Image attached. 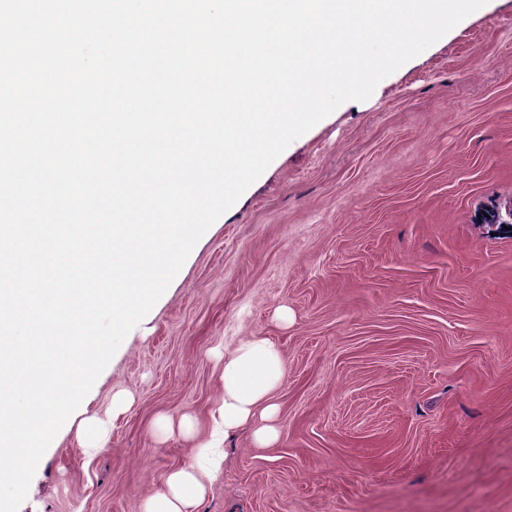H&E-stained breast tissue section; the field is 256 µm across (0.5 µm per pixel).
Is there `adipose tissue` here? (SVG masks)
<instances>
[{
	"label": "adipose tissue",
	"mask_w": 512,
	"mask_h": 512,
	"mask_svg": "<svg viewBox=\"0 0 512 512\" xmlns=\"http://www.w3.org/2000/svg\"><path fill=\"white\" fill-rule=\"evenodd\" d=\"M220 379L223 394L212 441L197 450L194 464L168 474L164 491L148 500L145 512H193L206 492L204 475L223 462L218 443L230 434L251 425L256 447L266 448L278 440L273 397L283 381V363L277 345L265 337L244 338L225 356Z\"/></svg>",
	"instance_id": "adipose-tissue-1"
}]
</instances>
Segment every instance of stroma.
Wrapping results in <instances>:
<instances>
[{"label": "stroma", "instance_id": "1", "mask_svg": "<svg viewBox=\"0 0 512 512\" xmlns=\"http://www.w3.org/2000/svg\"><path fill=\"white\" fill-rule=\"evenodd\" d=\"M511 205L512 0H488L206 231L82 402L106 446L58 433L19 512H144L247 336L283 356L280 437L228 438L195 512H512V230L483 218ZM185 413L194 438L155 426Z\"/></svg>", "mask_w": 512, "mask_h": 512}]
</instances>
